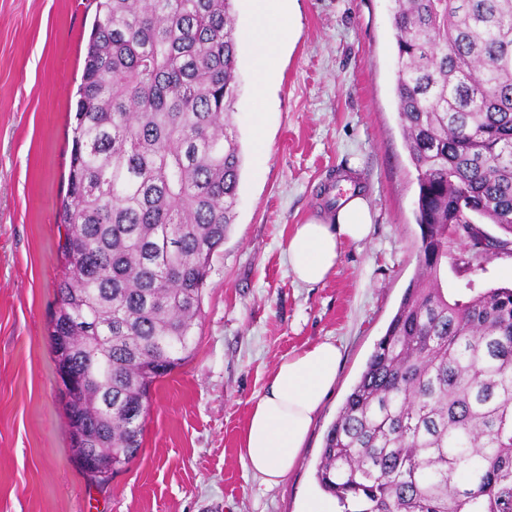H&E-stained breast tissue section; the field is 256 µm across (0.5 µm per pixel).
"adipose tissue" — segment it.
Segmentation results:
<instances>
[{"label":"adipose tissue","instance_id":"ef3b65f1","mask_svg":"<svg viewBox=\"0 0 512 512\" xmlns=\"http://www.w3.org/2000/svg\"><path fill=\"white\" fill-rule=\"evenodd\" d=\"M286 0H246L253 24L243 38L258 63L257 95H264L279 55L295 36ZM370 206L361 194L343 198L327 219L297 225L288 239V265L301 283H323L334 271L341 247L366 238ZM340 350L325 340L286 356L269 377L242 430L241 457L266 485L292 471L312 424L332 391Z\"/></svg>","mask_w":512,"mask_h":512}]
</instances>
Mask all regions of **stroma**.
I'll use <instances>...</instances> for the list:
<instances>
[{
    "mask_svg": "<svg viewBox=\"0 0 512 512\" xmlns=\"http://www.w3.org/2000/svg\"><path fill=\"white\" fill-rule=\"evenodd\" d=\"M391 0H297L274 72L268 145L252 146L256 60L241 51L232 122L243 163L236 217L214 254L194 355L152 390L138 456L97 488L80 470L57 395L49 320L58 305L61 205L93 0H0V512H300L320 494L323 441L417 273V172L394 93ZM367 199L369 235L321 284L297 282L288 238L346 194ZM449 295L512 285V243L478 254L448 240ZM341 349L334 390L296 464L268 486L240 435L282 357Z\"/></svg>",
    "mask_w": 512,
    "mask_h": 512,
    "instance_id": "obj_1",
    "label": "stroma"
}]
</instances>
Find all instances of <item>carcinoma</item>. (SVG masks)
I'll return each mask as SVG.
<instances>
[{
    "label": "carcinoma",
    "instance_id": "cac0c4a2",
    "mask_svg": "<svg viewBox=\"0 0 512 512\" xmlns=\"http://www.w3.org/2000/svg\"><path fill=\"white\" fill-rule=\"evenodd\" d=\"M395 95L417 171L418 271L316 465L343 512H512V288L448 296L450 225L512 236V0H394ZM232 0H97L72 126L52 316L64 401L132 460L152 385L186 362L235 220Z\"/></svg>",
    "mask_w": 512,
    "mask_h": 512
}]
</instances>
